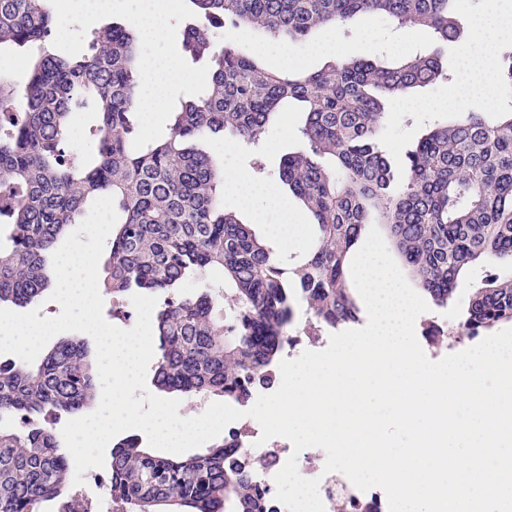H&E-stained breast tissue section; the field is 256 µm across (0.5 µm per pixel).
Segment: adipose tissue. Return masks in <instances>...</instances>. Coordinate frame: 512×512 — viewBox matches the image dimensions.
Masks as SVG:
<instances>
[{
  "mask_svg": "<svg viewBox=\"0 0 512 512\" xmlns=\"http://www.w3.org/2000/svg\"><path fill=\"white\" fill-rule=\"evenodd\" d=\"M168 4L169 0H140L136 18L143 51L139 58L141 82L134 106L149 123L163 112L173 85L196 80L193 72L157 49L166 35ZM511 38L512 0H489L486 11L470 26V42L477 50L464 53L460 59L465 80L442 102V109L464 112L475 105L488 110L494 107L498 93L496 55L500 44ZM224 185L236 196L253 223L266 224L268 233L283 246L293 247L303 238L304 225L276 185L256 182L239 171L225 172ZM271 211L277 213L279 220L270 225L266 215Z\"/></svg>",
  "mask_w": 512,
  "mask_h": 512,
  "instance_id": "obj_1",
  "label": "adipose tissue"
}]
</instances>
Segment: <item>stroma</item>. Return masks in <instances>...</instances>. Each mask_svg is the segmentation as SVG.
<instances>
[{
	"mask_svg": "<svg viewBox=\"0 0 512 512\" xmlns=\"http://www.w3.org/2000/svg\"><path fill=\"white\" fill-rule=\"evenodd\" d=\"M373 27L377 38L373 51L374 57L392 59L409 53L414 47H422L425 51L440 55L444 65L452 72L455 79H462L460 68V55L457 43H440L434 35L425 32H405L395 29L384 20L371 19L360 15L350 22L338 26H325L315 30L306 41H293L288 43L289 55L300 62L302 69L316 70L321 68L328 60L327 55L313 53L312 47L325 42L333 43L335 53L348 57L356 49L358 33L363 25ZM449 86L445 82H438L433 88L421 89L400 95L395 101V109L388 115V121L383 133L385 149L389 154L395 183L404 182L407 176L405 154L412 149L417 141L430 130L432 124L443 121L447 117L446 111L418 108L417 100L437 102L446 99ZM293 120L288 126L271 123L266 136L263 160L265 171L261 176L262 182L274 183L278 180V173L284 157L299 151L303 143L297 129L302 126L304 116L299 109H292ZM492 268L476 264L468 268L459 281L457 290L447 305H431L427 316L440 323L456 324L463 318L466 307L465 301L471 290L477 288L482 280L492 275Z\"/></svg>",
	"mask_w": 512,
	"mask_h": 512,
	"instance_id": "obj_1",
	"label": "stroma"
}]
</instances>
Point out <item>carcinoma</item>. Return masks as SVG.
<instances>
[{
  "instance_id": "carcinoma-1",
  "label": "carcinoma",
  "mask_w": 512,
  "mask_h": 512,
  "mask_svg": "<svg viewBox=\"0 0 512 512\" xmlns=\"http://www.w3.org/2000/svg\"><path fill=\"white\" fill-rule=\"evenodd\" d=\"M193 5L182 50L207 66L204 80L172 112L168 132L140 139L132 99L138 86L135 27L109 24L64 55L54 37L52 0H0V54L25 53L19 86L0 72V305L29 304L52 285V249L99 197H114L102 288L114 298L155 296V386L193 400L238 402L288 347L300 305L328 327L358 318L347 265L369 217L384 225L418 285L437 303L456 292L464 270L512 269V111L494 121L476 111L448 115L407 154L408 175L392 186L381 148L388 101L446 78L422 51L388 66L367 56L314 72L276 70L224 46L215 27L296 41L360 14L459 38L460 0H177ZM292 102L304 108L306 149L289 154L280 176L313 214L319 237L309 256L282 266L224 209V177L203 148L226 130L246 145L264 142L270 119ZM91 112L86 145L70 129ZM227 313H219V301ZM512 322V272L470 294L458 329L474 336ZM96 396L84 345L58 343L37 365L0 363V418L73 414ZM226 441L178 459L133 436L112 449V497L132 512H259L250 476ZM72 469L47 426L0 429V512H38L64 495Z\"/></svg>"
}]
</instances>
